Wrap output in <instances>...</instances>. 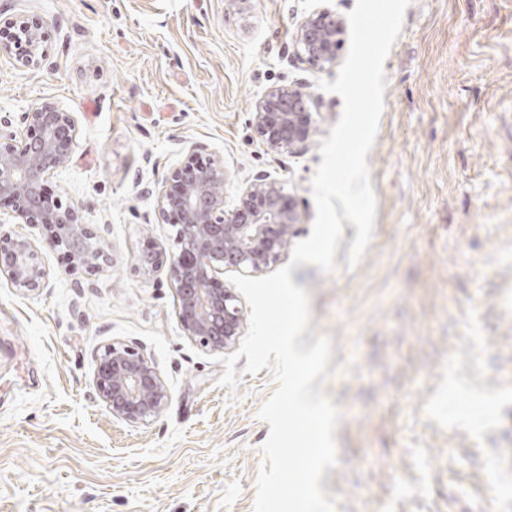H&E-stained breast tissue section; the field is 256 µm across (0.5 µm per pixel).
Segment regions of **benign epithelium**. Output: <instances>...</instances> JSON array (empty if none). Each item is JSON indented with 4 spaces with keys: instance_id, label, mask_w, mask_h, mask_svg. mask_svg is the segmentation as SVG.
<instances>
[{
    "instance_id": "7a95c632",
    "label": "benign epithelium",
    "mask_w": 512,
    "mask_h": 512,
    "mask_svg": "<svg viewBox=\"0 0 512 512\" xmlns=\"http://www.w3.org/2000/svg\"><path fill=\"white\" fill-rule=\"evenodd\" d=\"M345 34L344 22L328 9L310 13L295 32L296 58L310 65H331ZM47 29L40 18L17 22L0 18V54L37 68L47 60ZM26 139L17 140L13 119L0 116V202L8 203L17 224L42 227L36 246L25 236L0 235V276L15 288L43 287L46 271L39 253L64 250L87 270L106 261L98 232L79 211L45 191V182L70 161L78 132L76 117L44 102L19 117ZM253 127L266 151H291L312 134L309 95L298 86L271 87L256 104ZM224 160L190 150L158 191L159 212L176 228V250L150 251L151 268H168L177 296L184 335L211 351H229L242 335L244 311L224 270L253 276L266 271L288 246L302 214L284 192L281 180L260 174L245 183L235 205L224 206ZM96 390L112 416L146 424L168 402L157 369L134 348L108 346L99 358Z\"/></svg>"
}]
</instances>
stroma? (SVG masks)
<instances>
[{
    "label": "stroma",
    "mask_w": 512,
    "mask_h": 512,
    "mask_svg": "<svg viewBox=\"0 0 512 512\" xmlns=\"http://www.w3.org/2000/svg\"><path fill=\"white\" fill-rule=\"evenodd\" d=\"M356 0H0L39 17L41 68L0 56V115L53 103L78 121L71 161L46 189L98 230L93 273L41 255L43 288L0 276V512H253L259 416L269 370L224 366L183 335L158 215L165 175L196 146L224 160V204L255 175L280 178L315 217L312 179L341 115L337 66L297 63V24ZM387 87L367 156L377 201L372 241L348 265L344 223L325 273L301 264L302 336L332 339L324 392L339 406V464L321 486L338 512H512V0H411L384 63ZM275 85L311 95L315 129L289 152L252 127ZM138 349L169 402L146 425L113 418L94 375L105 346Z\"/></svg>",
    "instance_id": "obj_1"
}]
</instances>
